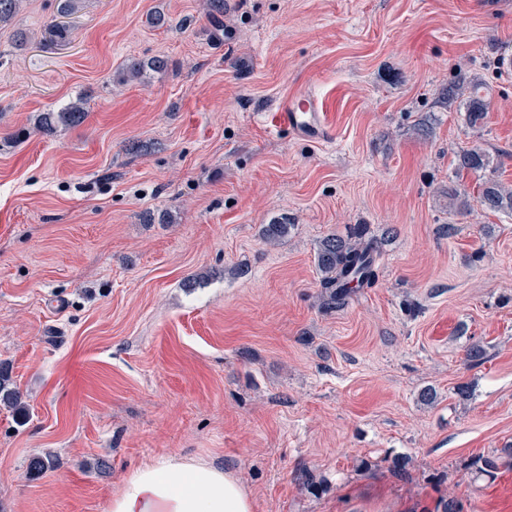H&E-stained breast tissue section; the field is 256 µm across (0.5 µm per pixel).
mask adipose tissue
Returning <instances> with one entry per match:
<instances>
[{
  "label": "adipose tissue",
  "instance_id": "adipose-tissue-1",
  "mask_svg": "<svg viewBox=\"0 0 512 512\" xmlns=\"http://www.w3.org/2000/svg\"><path fill=\"white\" fill-rule=\"evenodd\" d=\"M241 477L196 459L166 454L143 464L112 497L110 512H254Z\"/></svg>",
  "mask_w": 512,
  "mask_h": 512
}]
</instances>
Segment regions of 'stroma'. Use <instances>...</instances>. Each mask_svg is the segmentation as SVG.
I'll list each match as a JSON object with an SVG mask.
<instances>
[{"label": "stroma", "mask_w": 512, "mask_h": 512, "mask_svg": "<svg viewBox=\"0 0 512 512\" xmlns=\"http://www.w3.org/2000/svg\"><path fill=\"white\" fill-rule=\"evenodd\" d=\"M206 13L81 0L49 45L56 0H23L0 29V367L26 406L0 405V512H108L172 452L239 473L255 512H512V215L477 197L512 186V0H225L220 42ZM461 72L478 129L439 101ZM303 90L334 140L277 129ZM80 96L81 126L34 131ZM476 146L490 169L456 174ZM354 224L378 279L326 314L318 244ZM168 68V61L163 57H152L147 60L132 59L119 71V80L128 82L141 78L145 71H163ZM478 199L483 207L494 213L512 214V189L494 178L480 184Z\"/></svg>", "instance_id": "1"}]
</instances>
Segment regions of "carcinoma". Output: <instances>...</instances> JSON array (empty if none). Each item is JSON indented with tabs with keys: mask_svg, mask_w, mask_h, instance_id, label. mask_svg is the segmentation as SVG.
<instances>
[{
	"mask_svg": "<svg viewBox=\"0 0 512 512\" xmlns=\"http://www.w3.org/2000/svg\"><path fill=\"white\" fill-rule=\"evenodd\" d=\"M80 0H58L56 20L47 25L42 33L44 40L64 43L68 40L70 30L64 19L79 10ZM22 0H0V27H10L20 11ZM207 21L216 38L224 35V0H208ZM168 68V61L163 57L147 60L132 59L119 71V80L128 82L142 77L147 70L163 71ZM485 87L460 73L448 83L443 93V103L465 112L466 124L471 128L481 127L487 117L488 103L484 93ZM88 116L86 101L79 97L66 107L54 111L47 110L37 115L36 130L50 136L57 127H77ZM490 166V156L481 148H472L456 154V170L462 172H482ZM478 199L483 207L494 213L512 214V189L503 183L488 178L480 184ZM291 225L273 223L264 226L263 238L275 242L289 233ZM379 242L366 236L363 227L357 226L346 235H328L318 245L316 265L320 272L318 299L325 312L336 311L347 303L356 291L371 288L377 279V257ZM486 349L475 343L465 350V362L470 367L484 363ZM0 402L21 407L20 392L9 387V379L0 374Z\"/></svg>",
	"mask_w": 512,
	"mask_h": 512,
	"instance_id": "obj_1",
	"label": "carcinoma"
}]
</instances>
